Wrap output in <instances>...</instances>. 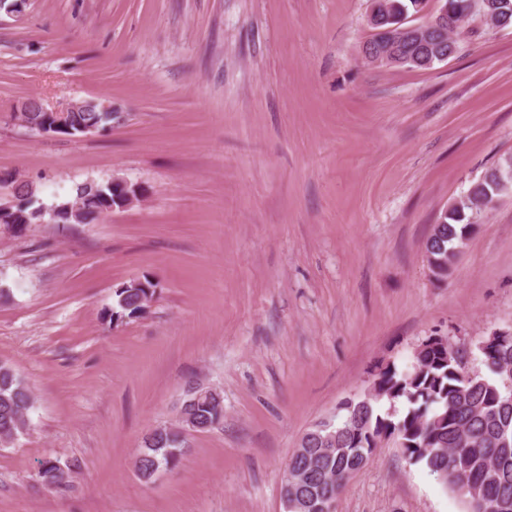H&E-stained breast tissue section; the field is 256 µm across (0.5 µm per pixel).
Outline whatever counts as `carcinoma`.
<instances>
[{
	"label": "carcinoma",
	"mask_w": 512,
	"mask_h": 512,
	"mask_svg": "<svg viewBox=\"0 0 512 512\" xmlns=\"http://www.w3.org/2000/svg\"><path fill=\"white\" fill-rule=\"evenodd\" d=\"M429 0H372L373 29H392L394 35L408 26V18L421 13ZM448 7V57L458 53V32L474 17L485 19L481 10H472L471 0H442ZM484 10L491 13L497 28L512 26V0H489ZM411 69H430L425 63L431 55L420 46L406 43L399 47ZM29 122L38 124L45 117V105L36 98L24 102ZM72 129L112 127L116 113L103 112L99 106L87 104L65 114ZM512 184V160L492 168L471 184L442 222L433 225L427 238L428 251L435 258L448 259L453 265L459 249L464 247L480 214L496 197ZM0 186L16 200L11 227L21 236L31 224L44 220L42 204L31 202L30 194L38 190L27 181L14 177L0 178ZM122 191L105 183L87 182L75 188L69 204L77 213L69 224H94L111 207H120ZM156 284L146 278L143 286L128 284L116 291V300L107 313L109 321L140 316L153 300ZM487 374L464 376L453 356V345H445L432 336L403 368L390 363L373 374L370 386L373 398H358L339 409L329 431L333 433L334 451L325 454L321 437L326 432L309 429L300 448L288 460L286 471L293 479V496L302 512L315 506L334 503L346 476L362 469L358 450L371 447L383 435H394L408 460L436 475L464 502L466 512H512V333L507 332L479 348ZM389 408L382 411L381 401ZM403 410L397 409V404ZM34 397L27 383L15 370L0 363V445H7L24 433ZM180 423L193 422L202 431L216 428L224 421V404L220 393L197 396L186 394ZM181 455L179 434L168 426L157 427L142 440L135 460L138 478L146 483L162 469L176 467ZM74 466L47 459L41 463L39 476L51 489L71 484Z\"/></svg>",
	"instance_id": "obj_1"
}]
</instances>
